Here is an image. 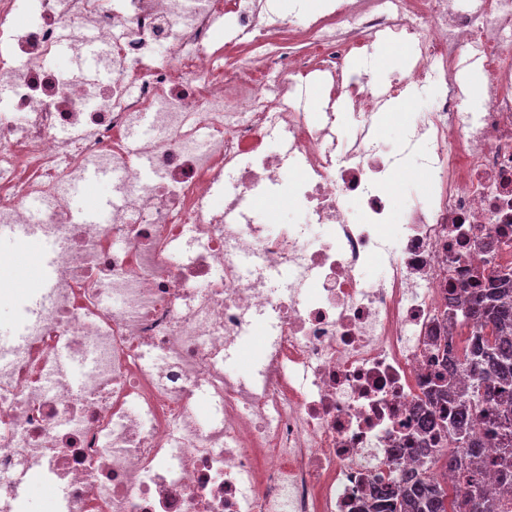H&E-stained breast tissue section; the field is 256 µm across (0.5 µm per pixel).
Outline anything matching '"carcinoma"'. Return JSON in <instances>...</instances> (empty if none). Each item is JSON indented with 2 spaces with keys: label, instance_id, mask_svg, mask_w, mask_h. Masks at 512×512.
Returning a JSON list of instances; mask_svg holds the SVG:
<instances>
[{
  "label": "carcinoma",
  "instance_id": "obj_1",
  "mask_svg": "<svg viewBox=\"0 0 512 512\" xmlns=\"http://www.w3.org/2000/svg\"><path fill=\"white\" fill-rule=\"evenodd\" d=\"M496 287L477 294L463 289L461 321L472 325L463 358L449 363V374H465L470 387H448L439 378L440 406L427 412V420L453 443L454 450L439 454L446 471L457 475L448 488L435 475L419 472L401 495L385 488L375 491L365 512H508L512 490L503 486L498 495L485 492L480 475L483 440L472 426L479 423L495 439L498 454L493 464L503 479L512 481V275L495 273Z\"/></svg>",
  "mask_w": 512,
  "mask_h": 512
}]
</instances>
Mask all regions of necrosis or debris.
<instances>
[{
    "label": "necrosis or debris",
    "mask_w": 512,
    "mask_h": 512,
    "mask_svg": "<svg viewBox=\"0 0 512 512\" xmlns=\"http://www.w3.org/2000/svg\"><path fill=\"white\" fill-rule=\"evenodd\" d=\"M222 17L237 36L219 45ZM289 30L310 54L285 51ZM89 35L108 79L50 66ZM380 39L416 62L345 81ZM240 45L262 53L225 65ZM465 57L485 78L475 113ZM319 72L316 119L293 97ZM434 81L445 92L400 149L376 136L386 103ZM0 82V228L53 242L57 271L47 305L19 306L0 258V304L24 322L0 348V512H20L34 471L65 512H362L378 480L402 488L447 452L417 413L442 345L463 352L452 302L512 267V0H330L283 21L269 0H39L24 21L0 0ZM410 159L428 194L397 214L388 188ZM93 164L117 176L103 224L76 222L68 193ZM279 188L304 223L253 216ZM259 325L255 377L231 375Z\"/></svg>",
    "instance_id": "necrosis-or-debris-1"
}]
</instances>
